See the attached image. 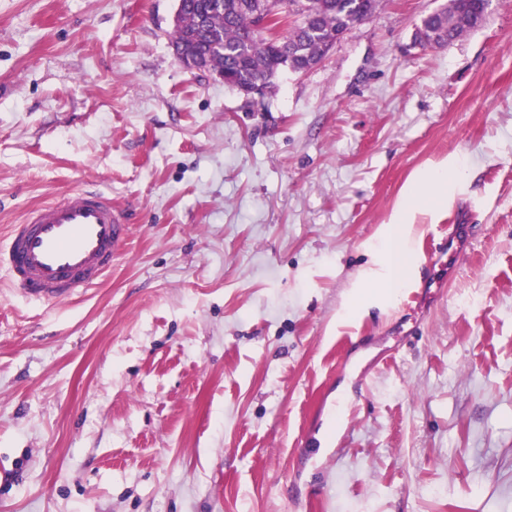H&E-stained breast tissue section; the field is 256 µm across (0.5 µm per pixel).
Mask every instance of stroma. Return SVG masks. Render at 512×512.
<instances>
[{
    "label": "stroma",
    "instance_id": "obj_1",
    "mask_svg": "<svg viewBox=\"0 0 512 512\" xmlns=\"http://www.w3.org/2000/svg\"><path fill=\"white\" fill-rule=\"evenodd\" d=\"M446 2L382 0L249 104L179 64L178 0H0V243L78 189L132 227L61 303L0 268V512H512V0L412 47ZM456 167L454 163L444 161L424 171L403 192L386 232V242L389 245L387 256L398 278L403 277L409 268L405 256L399 250V244L404 238L405 224H411L410 217L417 213L432 214L446 204L448 181ZM465 224H454L453 231L448 233V239L438 243L437 245H432L429 248V253L431 254H439L443 256L448 252V259H453L455 261H459L460 258H463L464 252L466 251V247H455L454 242L458 241V238L462 237L463 228Z\"/></svg>",
    "mask_w": 512,
    "mask_h": 512
}]
</instances>
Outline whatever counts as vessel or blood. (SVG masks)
I'll use <instances>...</instances> for the list:
<instances>
[{"label": "vessel or blood", "mask_w": 512, "mask_h": 512, "mask_svg": "<svg viewBox=\"0 0 512 512\" xmlns=\"http://www.w3.org/2000/svg\"><path fill=\"white\" fill-rule=\"evenodd\" d=\"M130 226L111 197L84 190L29 211L0 245L13 289L47 303L100 284L126 245Z\"/></svg>", "instance_id": "1"}]
</instances>
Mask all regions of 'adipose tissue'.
Returning <instances> with one entry per match:
<instances>
[{
    "label": "adipose tissue",
    "instance_id": "ef3b65f1",
    "mask_svg": "<svg viewBox=\"0 0 512 512\" xmlns=\"http://www.w3.org/2000/svg\"><path fill=\"white\" fill-rule=\"evenodd\" d=\"M455 170V164L441 163L424 171L403 192L386 232V241L389 245L387 256L394 266L396 276H404L408 271L406 258L399 249L406 224L409 223L411 216L418 213H434L446 204L448 181Z\"/></svg>",
    "mask_w": 512,
    "mask_h": 512
}]
</instances>
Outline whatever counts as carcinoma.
Listing matches in <instances>:
<instances>
[{
  "label": "carcinoma",
  "mask_w": 512,
  "mask_h": 512,
  "mask_svg": "<svg viewBox=\"0 0 512 512\" xmlns=\"http://www.w3.org/2000/svg\"><path fill=\"white\" fill-rule=\"evenodd\" d=\"M283 0H182L173 45L202 59V70L223 73L244 86L275 88L285 68L293 71L321 60L328 38L343 36L372 16L380 0H288L296 19L281 18ZM487 0H448L421 20L417 32L430 44L453 41L480 26ZM272 18L257 27V9Z\"/></svg>",
  "instance_id": "1"
}]
</instances>
